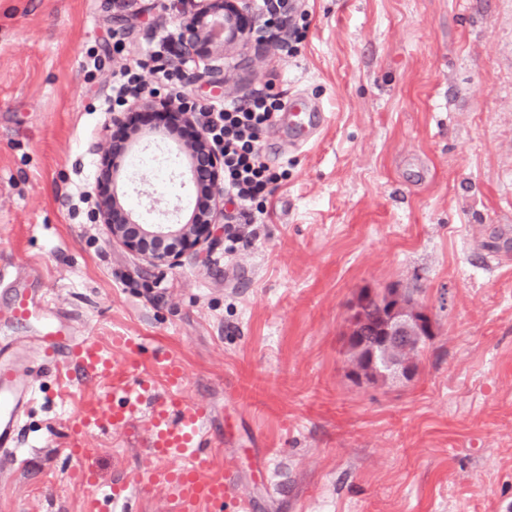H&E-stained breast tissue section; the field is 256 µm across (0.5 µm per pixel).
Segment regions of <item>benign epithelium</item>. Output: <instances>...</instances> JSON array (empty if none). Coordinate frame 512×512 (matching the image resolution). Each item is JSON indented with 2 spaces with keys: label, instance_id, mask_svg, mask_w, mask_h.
<instances>
[{
  "label": "benign epithelium",
  "instance_id": "7a95c632",
  "mask_svg": "<svg viewBox=\"0 0 512 512\" xmlns=\"http://www.w3.org/2000/svg\"><path fill=\"white\" fill-rule=\"evenodd\" d=\"M181 53L184 59H201L199 48L211 46L208 72L226 80L223 67L216 61L246 48L260 31L258 14L252 0H197L190 9L178 8ZM167 107L181 124L194 121L196 112L180 106L172 98L149 97L135 101L131 108L151 112ZM138 139L111 145L102 156L99 167L94 212L95 223L105 227L109 241L138 257L152 267H175L189 255H200L213 226L223 211L224 188L219 182L222 166L220 154L211 149L206 134L199 130L188 141L176 145V153L184 158L186 174L201 189L192 209L173 224H146L121 198L116 182L123 172L127 155L135 150ZM379 308L375 319L367 311ZM348 335L349 374L358 384L374 380L402 378L411 380L418 370V358L425 343L435 335V322L429 310L416 298L397 288L367 290L352 304ZM375 336L369 343L366 337Z\"/></svg>",
  "mask_w": 512,
  "mask_h": 512
}]
</instances>
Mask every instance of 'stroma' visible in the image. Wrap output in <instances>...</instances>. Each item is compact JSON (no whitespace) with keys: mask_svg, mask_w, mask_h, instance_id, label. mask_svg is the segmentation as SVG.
Masks as SVG:
<instances>
[{"mask_svg":"<svg viewBox=\"0 0 512 512\" xmlns=\"http://www.w3.org/2000/svg\"><path fill=\"white\" fill-rule=\"evenodd\" d=\"M167 0H0V339L38 388L22 420L25 469L0 463V512H83L87 491L124 483L129 512H176L146 488L150 408L121 431L72 427L99 388L44 368L35 331L7 323L26 289L72 336L139 359L182 357L186 402L208 406L215 473L233 470L254 512H512V0H299L293 54L255 41L229 82L187 64L159 97L197 106L262 90L302 97L327 122L299 143L261 136L283 177L254 222L216 225L202 257L148 267L109 242L81 194L95 191L113 125L112 74L178 28ZM138 156L119 194L146 212L196 191L167 142ZM398 287L435 335L413 380L348 376L351 304Z\"/></svg>","mask_w":512,"mask_h":512,"instance_id":"1","label":"stroma"}]
</instances>
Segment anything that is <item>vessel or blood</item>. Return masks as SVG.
<instances>
[{
	"label": "vessel or blood",
	"mask_w": 512,
	"mask_h": 512,
	"mask_svg": "<svg viewBox=\"0 0 512 512\" xmlns=\"http://www.w3.org/2000/svg\"><path fill=\"white\" fill-rule=\"evenodd\" d=\"M11 308L13 320L35 324L45 365L69 377L80 376L82 382L102 389L100 397L85 405L79 415L71 455H86L82 438L87 431L108 423L122 428L146 402L152 414L148 450L155 460L146 471V484L164 489L177 512H199L202 505L221 506L228 501L235 503L238 512H251V504L237 495L235 473L213 472V460L203 438L208 412L183 401L186 369L179 356L161 352L154 357L161 384L149 379L132 384L128 378L139 369L135 353L141 338L113 337V344L128 352L127 358L118 363L97 342L71 336L61 322L39 317L25 289H14ZM33 397L31 383L0 345V459L17 463L15 450L21 440V422Z\"/></svg>",
	"instance_id": "obj_1"
}]
</instances>
